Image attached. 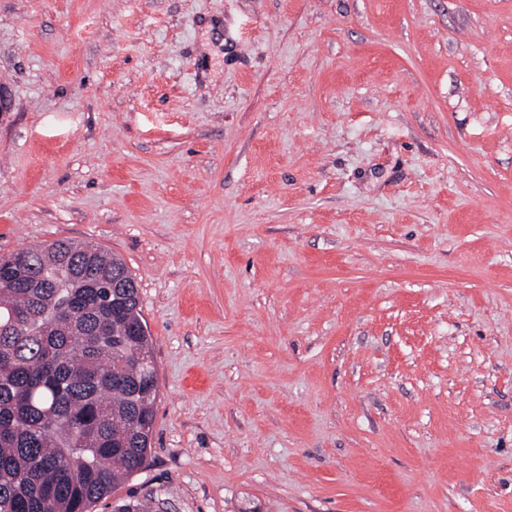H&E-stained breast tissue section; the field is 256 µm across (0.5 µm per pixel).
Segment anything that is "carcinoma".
I'll return each instance as SVG.
<instances>
[{
	"instance_id": "1",
	"label": "carcinoma",
	"mask_w": 512,
	"mask_h": 512,
	"mask_svg": "<svg viewBox=\"0 0 512 512\" xmlns=\"http://www.w3.org/2000/svg\"><path fill=\"white\" fill-rule=\"evenodd\" d=\"M157 398L121 258L69 240L0 256V512H92L146 464Z\"/></svg>"
}]
</instances>
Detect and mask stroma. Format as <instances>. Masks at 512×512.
Here are the masks:
<instances>
[{
    "label": "stroma",
    "instance_id": "1",
    "mask_svg": "<svg viewBox=\"0 0 512 512\" xmlns=\"http://www.w3.org/2000/svg\"><path fill=\"white\" fill-rule=\"evenodd\" d=\"M0 255L124 259L152 512H512V0H0Z\"/></svg>",
    "mask_w": 512,
    "mask_h": 512
}]
</instances>
